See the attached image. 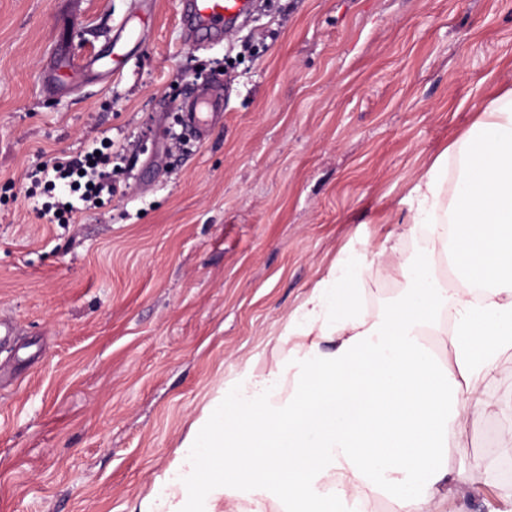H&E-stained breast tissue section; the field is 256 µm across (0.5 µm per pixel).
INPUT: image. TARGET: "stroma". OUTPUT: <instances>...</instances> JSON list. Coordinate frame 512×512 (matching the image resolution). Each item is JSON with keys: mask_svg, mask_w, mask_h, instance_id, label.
<instances>
[{"mask_svg": "<svg viewBox=\"0 0 512 512\" xmlns=\"http://www.w3.org/2000/svg\"><path fill=\"white\" fill-rule=\"evenodd\" d=\"M140 0H0V512H132L222 384L284 359L331 264L399 232L421 173L512 74V0H256L203 35L157 0L124 66L85 63ZM71 88H41L60 21ZM219 85L205 142L179 103ZM108 145L112 191L55 218L35 173ZM512 420V355L486 386ZM468 423L448 451L512 458ZM451 512H512L474 474Z\"/></svg>", "mask_w": 512, "mask_h": 512, "instance_id": "stroma-1", "label": "stroma"}]
</instances>
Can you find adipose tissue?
Here are the masks:
<instances>
[{
	"mask_svg": "<svg viewBox=\"0 0 512 512\" xmlns=\"http://www.w3.org/2000/svg\"><path fill=\"white\" fill-rule=\"evenodd\" d=\"M401 222L422 254L381 247L404 289L368 316L364 256L335 263L285 321L286 358L226 381L138 512H443L448 450L493 412L485 387L512 353V88L418 177ZM445 259L457 287L442 284ZM441 337L447 356L432 350Z\"/></svg>",
	"mask_w": 512,
	"mask_h": 512,
	"instance_id": "1",
	"label": "adipose tissue"
}]
</instances>
